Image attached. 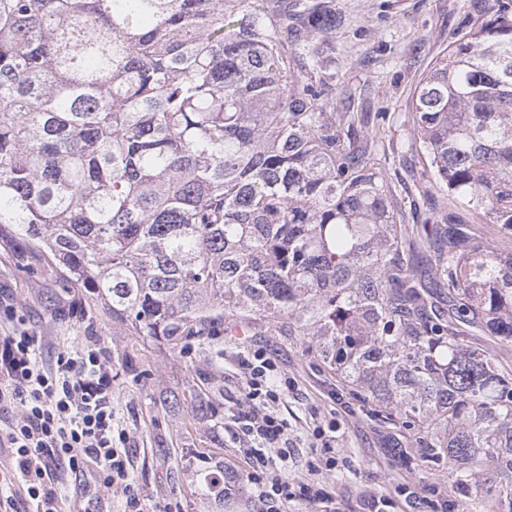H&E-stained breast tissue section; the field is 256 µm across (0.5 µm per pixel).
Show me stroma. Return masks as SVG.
Returning <instances> with one entry per match:
<instances>
[{"mask_svg": "<svg viewBox=\"0 0 512 512\" xmlns=\"http://www.w3.org/2000/svg\"><path fill=\"white\" fill-rule=\"evenodd\" d=\"M327 5L342 23L310 47L321 67L312 77L322 98L337 111L368 117L362 136L376 138L377 168L395 191L408 224H434L443 198L423 175L422 157L408 116L417 83L442 56L452 38L474 28L492 0H299L300 6ZM37 336L43 365L76 341L92 340L111 356L114 428L129 437L134 477L144 512H215L203 479L223 466L237 512H251L254 487L246 478L250 440L238 433L243 375L239 351L264 349L279 366V377L294 383L275 406L288 423L289 476L304 478L317 454L308 434L314 426L335 425L336 467L325 475L341 512H362L365 495L393 496L391 512H420L399 499L408 484L447 486L448 475L411 469L393 454L396 432L371 417L351 393L306 355L302 339L270 332L216 337L208 362L174 354L143 336L131 335L113 321L109 309L85 289L67 287L36 257L19 262L0 247V336L16 329ZM203 389L224 416V444L211 441L207 423L196 420L191 395ZM181 405L165 407L166 392Z\"/></svg>", "mask_w": 512, "mask_h": 512, "instance_id": "stroma-1", "label": "stroma"}]
</instances>
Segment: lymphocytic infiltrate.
Instances as JSON below:
<instances>
[{
  "label": "lymphocytic infiltrate",
  "instance_id": "obj_1",
  "mask_svg": "<svg viewBox=\"0 0 512 512\" xmlns=\"http://www.w3.org/2000/svg\"><path fill=\"white\" fill-rule=\"evenodd\" d=\"M246 409L238 429L254 440V465L247 478L257 488L254 512H279L304 500L318 512H340L335 496L320 481L289 478L283 464L288 426L274 411L287 394L273 382L274 356L257 350L242 356ZM18 419L0 427V449L13 458L9 475H0V512H19L15 483L26 486L36 512H59L63 477L92 475L101 490L125 489L130 506L139 498L130 489L127 449L117 447L112 426V367L105 347L81 342L57 352L52 368L39 360L37 337L20 331L0 337V413Z\"/></svg>",
  "mask_w": 512,
  "mask_h": 512
}]
</instances>
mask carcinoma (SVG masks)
<instances>
[{"label": "carcinoma", "mask_w": 512, "mask_h": 512, "mask_svg": "<svg viewBox=\"0 0 512 512\" xmlns=\"http://www.w3.org/2000/svg\"><path fill=\"white\" fill-rule=\"evenodd\" d=\"M454 37L410 129L448 205L512 234V0ZM288 0H0V240L88 290L134 336L207 356L265 329L448 468L473 512H512V253L441 215L403 224L355 118L299 83ZM444 290L446 305L433 289ZM195 412L224 422L205 395ZM224 506V475L205 477Z\"/></svg>", "instance_id": "1"}]
</instances>
